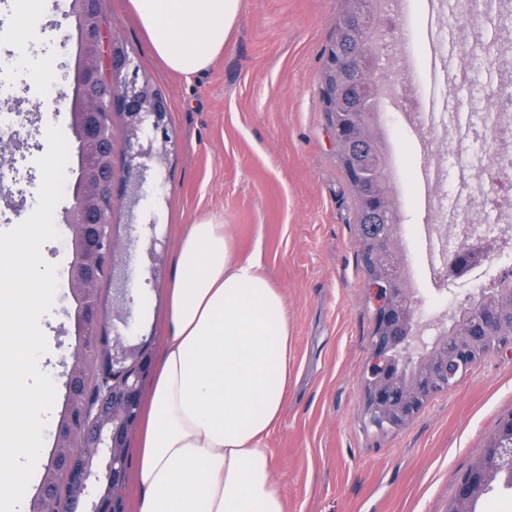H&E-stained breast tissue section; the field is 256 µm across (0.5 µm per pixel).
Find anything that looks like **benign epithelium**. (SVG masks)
Here are the masks:
<instances>
[{
	"mask_svg": "<svg viewBox=\"0 0 512 512\" xmlns=\"http://www.w3.org/2000/svg\"><path fill=\"white\" fill-rule=\"evenodd\" d=\"M100 0H77L71 12L79 39L107 54L109 73L89 75L95 91L82 102L83 120L88 122L86 142H107L112 138L111 121L100 119L118 111L126 119L128 148L126 168L132 173L146 171L143 160L158 161L169 154L171 137L167 127V106L163 98L138 81L139 65L115 42L105 43ZM382 38H368L349 63V88L357 107L337 111V125L343 147L357 140H379L373 108L383 89L381 70ZM379 192L366 205L373 211L396 213L389 191L392 172L375 165L371 172ZM84 192L71 215L73 260L70 277L81 287L74 289L89 313L90 324L102 320L99 276L105 261L128 251L112 233V214L117 202L112 194V160L106 153L92 157L83 172ZM388 266L368 278V292L374 304L376 336L370 343L364 391L368 424L387 433L409 423L432 396L453 389L485 354L512 345V336H483L470 349L452 346L448 323L433 326L419 321L424 299L408 286L392 288V268L405 271L407 260L398 252L387 257ZM105 354L99 357L81 347L73 353L72 384L68 413L56 428V448L45 465V475L31 512H76L84 497H92L89 512H122L114 489L126 484L124 450L135 428L140 409V379L149 371L150 357L141 344H126V336L114 329L113 336L94 332ZM96 366L104 377L95 415L85 413V376ZM498 470L512 480V416L499 426L489 443Z\"/></svg>",
	"mask_w": 512,
	"mask_h": 512,
	"instance_id": "benign-epithelium-1",
	"label": "benign epithelium"
}]
</instances>
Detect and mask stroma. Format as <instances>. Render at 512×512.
I'll use <instances>...</instances> for the list:
<instances>
[{"label": "stroma", "instance_id": "35a3bbf8", "mask_svg": "<svg viewBox=\"0 0 512 512\" xmlns=\"http://www.w3.org/2000/svg\"><path fill=\"white\" fill-rule=\"evenodd\" d=\"M64 0H47L39 42L52 61L48 83L30 85L22 66H9L12 46L0 42V87L13 111L42 125L38 103L53 91L73 95L78 63L72 17ZM346 0H243L223 53L192 80L154 56L129 0H103L107 28L140 66L139 75L165 98L173 146L149 161L161 184L135 207L124 200L134 180L124 167L126 127L112 115L114 193L122 203L112 231L132 240L130 270L106 266L101 306L111 313L116 288L130 284L132 341L162 358L165 293L177 264V242L190 224L216 217L235 257H258L284 297L291 371L282 418L266 437L288 512H448L457 483L479 458L500 419L512 414V352L492 351L451 391L432 397L405 427L386 434L367 423L364 368L374 328L351 187L326 121L321 90L336 19ZM396 25L380 76L419 70L402 54L405 28L422 37L424 0H393ZM45 133L21 136L13 157H27L18 178L0 184V225L33 213L42 174L37 158ZM74 206L64 190L54 211L58 239L44 245L57 268L56 306L45 316L56 353L46 374L65 387L77 344V302L69 266ZM162 257L153 266L149 248Z\"/></svg>", "mask_w": 512, "mask_h": 512}]
</instances>
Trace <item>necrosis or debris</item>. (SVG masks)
<instances>
[{"instance_id": "necrosis-or-debris-1", "label": "necrosis or debris", "mask_w": 512, "mask_h": 512, "mask_svg": "<svg viewBox=\"0 0 512 512\" xmlns=\"http://www.w3.org/2000/svg\"><path fill=\"white\" fill-rule=\"evenodd\" d=\"M433 12L441 21L467 13L471 37L461 55L439 37L445 108L429 110L411 77L389 84L375 110L397 111L399 135L384 142L389 167L403 169L409 151L422 159L418 181L428 195L415 234L425 240L426 262L418 285L454 314L485 290L482 277L453 267L456 253L466 248L481 264L512 267V111L498 107L512 97V0H480L472 13L465 0H433Z\"/></svg>"}]
</instances>
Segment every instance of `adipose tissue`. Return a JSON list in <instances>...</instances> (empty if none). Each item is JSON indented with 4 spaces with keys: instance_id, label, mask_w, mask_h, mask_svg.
Returning a JSON list of instances; mask_svg holds the SVG:
<instances>
[{
    "instance_id": "adipose-tissue-1",
    "label": "adipose tissue",
    "mask_w": 512,
    "mask_h": 512,
    "mask_svg": "<svg viewBox=\"0 0 512 512\" xmlns=\"http://www.w3.org/2000/svg\"><path fill=\"white\" fill-rule=\"evenodd\" d=\"M155 54L192 77L223 52L242 0H129ZM138 436V512H287L263 442L291 367L284 299L214 217L191 224Z\"/></svg>"
}]
</instances>
